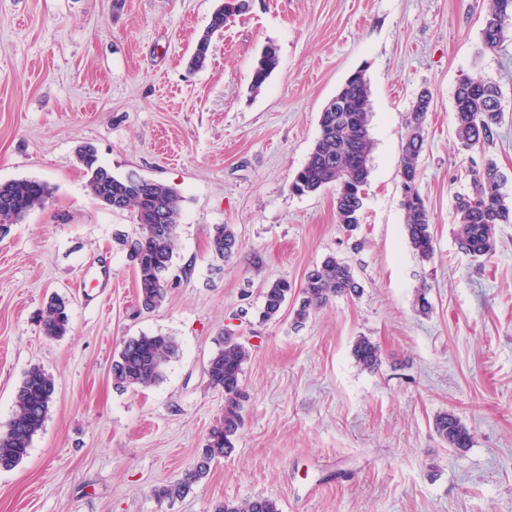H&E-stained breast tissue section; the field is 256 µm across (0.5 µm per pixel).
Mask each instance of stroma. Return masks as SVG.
Here are the masks:
<instances>
[{
	"label": "stroma",
	"mask_w": 512,
	"mask_h": 512,
	"mask_svg": "<svg viewBox=\"0 0 512 512\" xmlns=\"http://www.w3.org/2000/svg\"><path fill=\"white\" fill-rule=\"evenodd\" d=\"M217 0H0V182L36 179L51 194L0 234V432L25 372L43 367L56 394L28 456L0 471V512H213L256 497L280 512H512V224L492 257L454 234V197L472 172L454 138V91L481 72L505 113L485 147L512 200V27L484 48L488 0H250L214 39L206 66L188 61ZM278 49L271 77L250 89L254 59ZM371 89L374 149L363 223L348 237L335 191L290 183L319 136V116L345 79ZM432 102L419 190L435 240L412 249L399 161L412 105ZM175 187L181 220L169 292L143 311L132 264L116 243L133 212L103 208L76 156ZM239 249L215 258V225ZM330 254L362 290L302 327L296 299L260 318L266 281L301 286ZM432 305L418 311L419 290ZM70 330L44 335L50 297ZM245 341L244 426L233 451L179 498L155 488L192 470L224 395L205 367L225 331ZM175 337L163 379L120 392L111 365L140 334ZM382 363L360 370L357 337ZM456 414L464 452L434 430ZM352 355L361 370L375 371L382 362L380 346L366 336L357 337L352 345Z\"/></svg>",
	"instance_id": "obj_1"
}]
</instances>
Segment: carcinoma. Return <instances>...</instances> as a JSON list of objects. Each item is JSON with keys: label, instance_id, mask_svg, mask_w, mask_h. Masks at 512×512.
<instances>
[{"label": "carcinoma", "instance_id": "cac0c4a2", "mask_svg": "<svg viewBox=\"0 0 512 512\" xmlns=\"http://www.w3.org/2000/svg\"><path fill=\"white\" fill-rule=\"evenodd\" d=\"M245 0H222L211 14L209 23L198 38L190 64L194 68L206 65L212 39L224 32L231 18L246 11ZM512 24V0H491L483 18L482 44L495 49L504 42L506 26ZM278 65L277 49L266 46L257 57L251 75V89L260 90ZM371 92L361 73L351 75L328 102L320 114V134L306 162L293 178L290 189L297 195H307L331 186L336 191V215L345 231H356L362 219L365 190L370 177V155L374 142L369 131ZM432 95L423 90L412 105L408 132L402 144L399 173L408 180L406 188L413 195L403 196L401 207L409 243L423 260L434 253V236L425 200L418 188L419 158L425 144V121ZM455 138L465 152L483 148L493 141L503 121L501 89L480 73L464 78L454 97ZM78 159L83 165L87 188L98 198L97 180L107 176L112 181L113 195L122 205L117 210L134 212L140 227L134 239L123 238L120 244L133 247L129 257L136 274L137 297L142 309L153 311L167 296L164 272L171 268L176 241L175 228L181 218L179 191L162 182L134 174L123 178L98 164L95 151L79 147ZM50 188L32 179L0 182V225L16 224L32 210L45 204ZM456 235L462 250L473 257H488L496 249V230L500 224H512V203L502 192L501 175L496 161L484 158L473 163V183L466 193L454 198ZM239 239L230 224H217L210 236L209 248L221 259H230L238 250ZM291 283L283 278L270 280L262 293L261 317L276 318L288 295ZM360 285L351 266L334 255L309 270L300 289L301 298L294 311L293 324L302 326L310 315L326 307L338 296L356 295ZM70 328V315L64 301H51L43 317V332L60 338ZM179 344L172 336L147 335L132 337L124 342L118 357L112 361V383L120 391L148 387L163 379L168 362L176 357ZM355 363L362 370L375 371L382 362L380 346L366 336H359L352 345ZM250 358L249 347L233 333L224 334L220 349L207 363L205 374L211 387L224 392V411L210 429L205 447L195 468L176 482L154 490L160 499H173L187 493L193 483L205 477L212 461L226 456L234 448V439L244 425L243 391L244 365ZM54 377L35 365L17 387L14 413L7 429L0 433V466L16 468L28 456L34 437L42 430L54 398ZM434 428L448 447L462 451L471 446L468 428L455 414L436 416ZM215 512H280L277 503L257 497L237 504L224 502Z\"/></svg>", "mask_w": 512, "mask_h": 512}]
</instances>
